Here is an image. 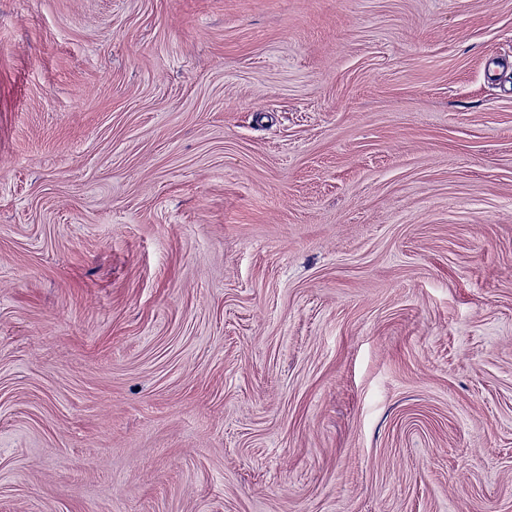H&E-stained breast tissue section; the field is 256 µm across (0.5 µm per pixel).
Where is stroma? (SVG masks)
I'll use <instances>...</instances> for the list:
<instances>
[{
  "instance_id": "obj_1",
  "label": "stroma",
  "mask_w": 512,
  "mask_h": 512,
  "mask_svg": "<svg viewBox=\"0 0 512 512\" xmlns=\"http://www.w3.org/2000/svg\"><path fill=\"white\" fill-rule=\"evenodd\" d=\"M0 512H512V0H0Z\"/></svg>"
}]
</instances>
